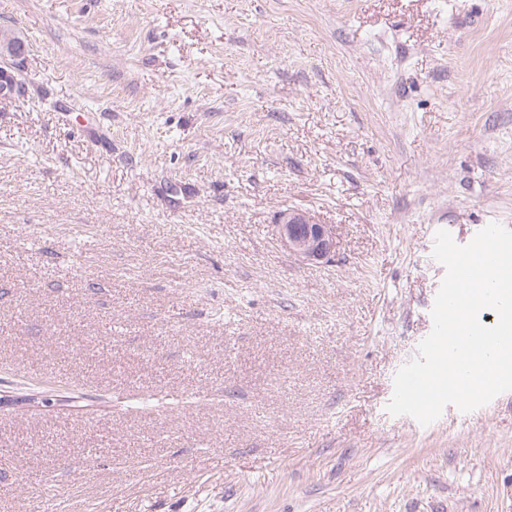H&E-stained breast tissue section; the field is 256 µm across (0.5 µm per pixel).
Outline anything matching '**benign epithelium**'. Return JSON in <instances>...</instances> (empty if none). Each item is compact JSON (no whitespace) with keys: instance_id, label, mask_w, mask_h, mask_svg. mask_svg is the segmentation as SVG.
<instances>
[{"instance_id":"1","label":"benign epithelium","mask_w":512,"mask_h":512,"mask_svg":"<svg viewBox=\"0 0 512 512\" xmlns=\"http://www.w3.org/2000/svg\"><path fill=\"white\" fill-rule=\"evenodd\" d=\"M29 52L22 40L0 33V60L24 62ZM25 85L14 74V67L0 68V97L22 95ZM280 244L300 261H320L333 253L335 240L327 225L315 222L306 212L290 210L279 215L275 224Z\"/></svg>"}]
</instances>
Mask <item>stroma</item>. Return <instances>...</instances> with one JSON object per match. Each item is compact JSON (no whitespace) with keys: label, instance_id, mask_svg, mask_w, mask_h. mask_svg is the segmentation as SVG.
<instances>
[{"label":"stroma","instance_id":"35a3bbf8","mask_svg":"<svg viewBox=\"0 0 512 512\" xmlns=\"http://www.w3.org/2000/svg\"><path fill=\"white\" fill-rule=\"evenodd\" d=\"M0 512H512V392L386 410L435 235L512 229V0H0ZM330 259L280 245L286 210ZM16 34V33H15ZM21 40H14L2 31L0 33V60L2 62H8L12 59L14 62L23 63L25 55L29 52L28 45L22 41V36L16 34ZM280 244L300 261H320L333 253L335 240L326 224H318L306 212L288 210L275 224Z\"/></svg>","mask_w":512,"mask_h":512}]
</instances>
